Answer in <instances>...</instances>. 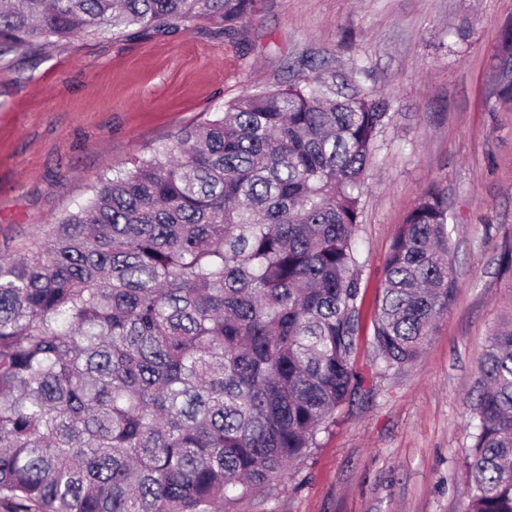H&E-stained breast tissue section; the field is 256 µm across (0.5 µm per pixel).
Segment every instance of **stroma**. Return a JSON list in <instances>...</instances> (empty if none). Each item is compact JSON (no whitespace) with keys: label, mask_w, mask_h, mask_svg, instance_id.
Returning a JSON list of instances; mask_svg holds the SVG:
<instances>
[{"label":"stroma","mask_w":512,"mask_h":512,"mask_svg":"<svg viewBox=\"0 0 512 512\" xmlns=\"http://www.w3.org/2000/svg\"><path fill=\"white\" fill-rule=\"evenodd\" d=\"M512 0H253L238 33L85 35L0 67V261L86 202L110 167L246 93L301 78L304 58L359 70L384 96L358 227L366 390L296 468L226 512H461L479 355L512 312V103L492 55ZM448 198L455 300L421 360L384 372L372 346L383 265L421 194Z\"/></svg>","instance_id":"1"}]
</instances>
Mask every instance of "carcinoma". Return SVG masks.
I'll list each match as a JSON object with an SVG mask.
<instances>
[{"label":"carcinoma","instance_id":"cac0c4a2","mask_svg":"<svg viewBox=\"0 0 512 512\" xmlns=\"http://www.w3.org/2000/svg\"><path fill=\"white\" fill-rule=\"evenodd\" d=\"M251 0H0V65L81 34L231 32ZM493 61L512 102V24ZM353 70L245 94L112 170L0 263V512H223L304 461L361 390V197L389 103ZM424 191L372 343L418 361L458 285ZM462 512H512V316L478 363Z\"/></svg>","mask_w":512,"mask_h":512}]
</instances>
